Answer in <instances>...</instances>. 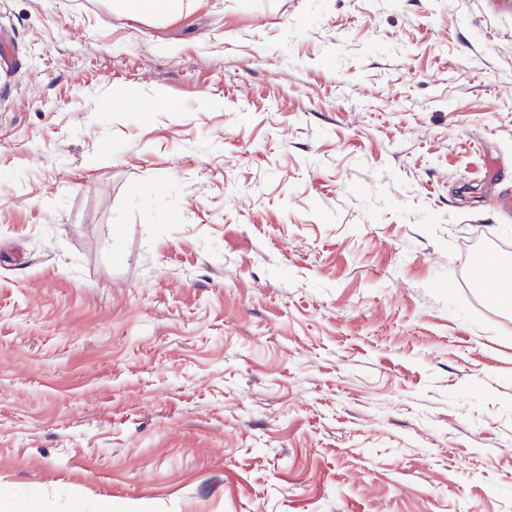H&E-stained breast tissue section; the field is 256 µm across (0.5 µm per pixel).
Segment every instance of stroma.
<instances>
[{
  "mask_svg": "<svg viewBox=\"0 0 512 512\" xmlns=\"http://www.w3.org/2000/svg\"><path fill=\"white\" fill-rule=\"evenodd\" d=\"M506 195V0H0V512H512ZM117 3L129 15L134 18H147L152 15L163 13L171 14L179 12V3L175 1H159V0H122Z\"/></svg>",
  "mask_w": 512,
  "mask_h": 512,
  "instance_id": "stroma-1",
  "label": "stroma"
}]
</instances>
